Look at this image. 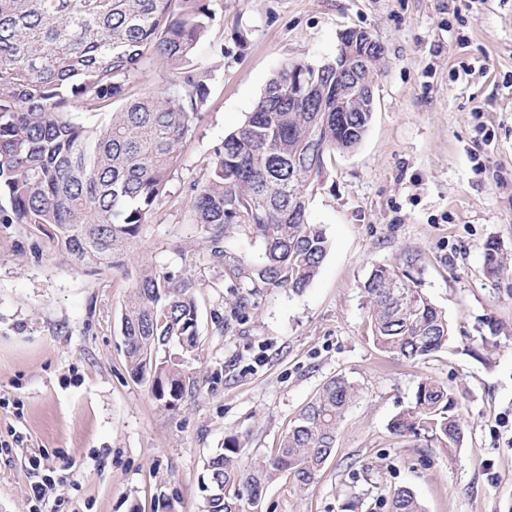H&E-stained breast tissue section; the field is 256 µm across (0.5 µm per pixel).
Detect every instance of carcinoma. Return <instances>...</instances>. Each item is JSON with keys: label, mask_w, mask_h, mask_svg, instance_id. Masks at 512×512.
<instances>
[{"label": "carcinoma", "mask_w": 512, "mask_h": 512, "mask_svg": "<svg viewBox=\"0 0 512 512\" xmlns=\"http://www.w3.org/2000/svg\"><path fill=\"white\" fill-rule=\"evenodd\" d=\"M213 0H0V223L25 224L45 234L55 254L75 267L110 263L149 223L167 193L185 140L202 118L214 63L224 44L197 47L215 17ZM380 73L384 45L351 29L338 42L365 47ZM145 68L164 70L155 90L138 87ZM299 71L326 91L329 112L288 110ZM76 108L106 113L84 126L68 119ZM372 113L355 102L336 111V67L292 61L267 82L244 123L214 148L206 177L193 184L190 208L214 242L240 236L259 242L262 262L214 247L224 259L230 298L224 329L245 318L260 291L299 293L317 276L329 249L308 204L326 173V160L362 141ZM488 275L499 273L498 244L485 247ZM416 253L399 265L373 267L362 288L374 344L408 361L448 345L444 312L411 273ZM195 285L146 270L121 317L131 375L149 383L164 406L200 391ZM357 396L342 377L326 382L298 414L274 454L249 456L244 437L231 433L205 463L206 512H257L265 488L282 475L303 489L315 481L335 448L339 427ZM397 437H423L457 448L465 428L456 393L432 378L419 382L415 401L396 415ZM391 512H423L415 493L393 491Z\"/></svg>", "instance_id": "cac0c4a2"}]
</instances>
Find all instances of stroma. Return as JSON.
<instances>
[{"label": "stroma", "mask_w": 512, "mask_h": 512, "mask_svg": "<svg viewBox=\"0 0 512 512\" xmlns=\"http://www.w3.org/2000/svg\"><path fill=\"white\" fill-rule=\"evenodd\" d=\"M208 42L224 45L203 118L168 195L113 264L76 268L48 238L0 224V512H29L54 469L64 512H205L204 464L232 432L251 456L278 448L300 410L336 376L358 391L318 478L281 476L261 512H390L407 487L424 512H512V0H214ZM385 46L367 132L326 161L309 202L330 247L302 292H262L224 329L228 290L192 185L284 63L335 55L339 34ZM496 241L499 276L484 248ZM416 249L422 288L445 312L447 349L419 361L382 353L362 284ZM196 285L195 399L168 408L128 372L121 316L145 269ZM432 378L457 393L460 447L394 437L392 419Z\"/></svg>", "instance_id": "35a3bbf8"}]
</instances>
